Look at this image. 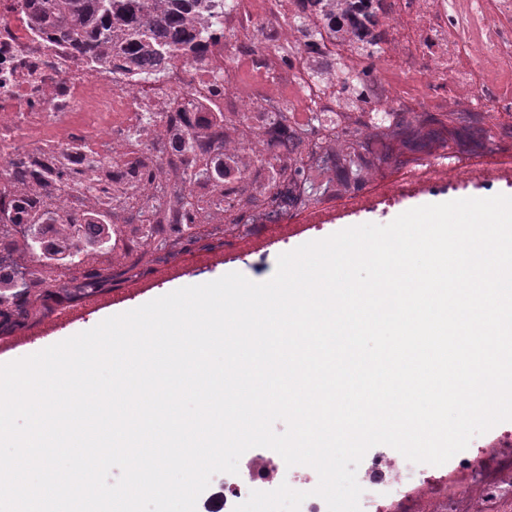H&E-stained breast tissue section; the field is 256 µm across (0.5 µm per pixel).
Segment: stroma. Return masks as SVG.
Instances as JSON below:
<instances>
[{"instance_id": "35a3bbf8", "label": "stroma", "mask_w": 512, "mask_h": 512, "mask_svg": "<svg viewBox=\"0 0 512 512\" xmlns=\"http://www.w3.org/2000/svg\"><path fill=\"white\" fill-rule=\"evenodd\" d=\"M502 164L446 187L429 183L416 191L402 192L395 203L384 202L380 184L367 188L364 203L356 208L314 199L312 215L292 216L284 223L259 230L230 223L217 216L215 223L196 224L186 230L182 247L174 252L145 248L136 263H129L119 241L105 251H95L76 265L42 264L43 287L29 289L21 306L0 310V361H13L77 333L102 320L139 307L182 287L216 280L238 272L254 282L269 280L280 254L299 245L325 238L345 228L375 223L385 225L399 214L424 205L431 199L487 198L512 196V141L497 139ZM93 270L103 282L101 289H81L85 271ZM512 436V421L500 423L474 437L467 449L440 466L415 465L416 475L432 477L445 492L461 488L467 478L466 462L478 449L494 455L502 437Z\"/></svg>"}]
</instances>
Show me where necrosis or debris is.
Wrapping results in <instances>:
<instances>
[{"mask_svg":"<svg viewBox=\"0 0 512 512\" xmlns=\"http://www.w3.org/2000/svg\"><path fill=\"white\" fill-rule=\"evenodd\" d=\"M334 15L308 0H229L224 21L196 57L169 61L160 81L140 71L89 66L70 45L35 34L23 0H0V198L16 193L35 161L59 147L111 159L112 189L137 203L112 212L145 245L179 248L172 207L192 194L210 212L234 208L260 228L308 207L307 182L324 199L362 200L359 168L391 151L379 128L400 133L426 172L402 165L392 200L422 174H467L474 112H512V0H361ZM363 74L357 90L341 75ZM158 125L127 139L144 111ZM224 162V178L186 180L181 140ZM469 493L441 495L437 512H512V448L467 463Z\"/></svg>","mask_w":512,"mask_h":512,"instance_id":"1","label":"necrosis or debris"}]
</instances>
